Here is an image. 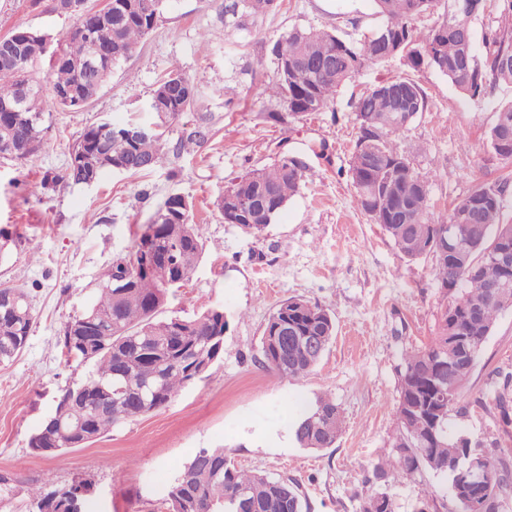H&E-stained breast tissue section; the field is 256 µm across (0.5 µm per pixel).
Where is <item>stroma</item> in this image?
<instances>
[{
  "mask_svg": "<svg viewBox=\"0 0 512 512\" xmlns=\"http://www.w3.org/2000/svg\"><path fill=\"white\" fill-rule=\"evenodd\" d=\"M230 2L164 0L157 27L89 105L73 112L46 104L38 154L23 163L0 159V230L9 236L0 284L27 288L34 314L23 351L0 366V475L17 488L0 497V512H28L25 488L48 476L59 485L88 481L86 512H161L168 487L202 448L223 449L239 468L295 479L309 512H360L391 451L396 368L406 350L433 336L446 299L431 259H403L355 205L348 172L357 132L353 103L392 78L423 86L428 109L398 144L416 169L433 172L431 211L440 220L480 181L512 178V162L486 144L498 110L512 102V85H496L474 101L433 69L415 71L393 57L361 67L334 105L281 124L269 115L288 107L266 90L277 73L273 42L295 27L356 40L382 19L371 0H279L257 18L226 12ZM74 25L54 0H0V37L23 26L56 42ZM172 69L196 79L199 93L187 112L162 124L149 104L158 79ZM101 120L162 124L172 144L198 129L205 140L147 172L109 171L91 185L42 189L44 177L63 173L83 129ZM285 158L302 162L301 187L265 233L254 237L225 223L216 207L224 191ZM175 193L193 201L191 218L203 225L204 243L189 281L160 316L223 310V355L166 407L89 446L35 453L30 437L60 394L92 370L64 356L66 324L91 303L113 261L129 255L138 224ZM290 298L326 309L336 332L311 373L278 381L258 358L269 316ZM497 368L512 372V308L499 315L476 362L464 390L466 413L449 419L451 429L512 448V432L504 433L496 409L477 403ZM323 393L336 401L345 428L332 447H299L292 436L299 407ZM385 488L396 512H413L423 498L430 512H458L447 479L430 472L390 475Z\"/></svg>",
  "mask_w": 512,
  "mask_h": 512,
  "instance_id": "1",
  "label": "stroma"
}]
</instances>
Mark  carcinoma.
Here are the masks:
<instances>
[{
    "mask_svg": "<svg viewBox=\"0 0 512 512\" xmlns=\"http://www.w3.org/2000/svg\"><path fill=\"white\" fill-rule=\"evenodd\" d=\"M249 16H260L275 7L276 0H242ZM384 22L358 43L346 42L321 29L293 28L272 46L277 78L272 96L287 104L288 115L271 113L285 123L329 107L338 89L367 62L387 59L394 49L406 65L418 71L431 68L448 77L462 94L478 100L488 87L512 84V69L497 67L501 54L512 53V0H494L495 16L485 27L482 45L465 44L457 36L471 29V19L447 9L441 21L419 29L416 20L437 11L441 0H372ZM163 0H109L105 20L84 24L81 36L66 34L48 60L50 91L62 109L83 108L106 82L75 59L99 49L112 50V69L127 59L141 39L155 27ZM9 39L25 57L38 61L45 55L47 35L28 27L14 30ZM7 44H0V105L13 100L22 83L21 74L5 63ZM328 61L333 72L316 65ZM382 85L399 89L414 101L417 112L427 109V94L411 78H396ZM70 89L74 97L57 99ZM198 93L196 82L177 70L163 75L150 107L160 118L175 120L191 107ZM44 93L28 98L22 112L0 111V158L25 161L37 154L46 132ZM358 137L350 163L356 190V207L382 226L398 252L413 261L430 255L432 275L445 291L447 305L429 343L407 350L399 367L395 433L391 454L376 468L375 477L433 472L454 481L465 464V452L480 457L487 466L490 493L471 506L456 494L451 497L461 512H497L500 495L512 494V449L498 439H483L448 425L451 413L468 408L464 389L480 351L498 315L512 308V271L505 272L490 257L496 241L512 244V223H505L503 197L512 189L508 181L483 183L453 203L443 221L431 217L430 173H421L397 144L406 129L405 118L388 98L370 89L354 104ZM512 130V104L497 112L487 143L497 151L501 120ZM140 126L93 123L72 146L84 151L85 161L68 162L64 173L41 182L42 188L61 181L87 184L106 170L129 174L155 167L164 155L163 134L134 136ZM303 165L284 159L272 167L254 169L224 191L217 208L244 233L259 236L273 223L288 200L299 192ZM192 202L182 195L167 198L139 226L134 243L152 239L156 262L146 270L139 250L114 262L96 283V299L70 321L61 339L67 359L90 361L95 371L84 382L67 387L56 405L76 397L78 405L61 412L54 427L42 425L29 443L61 453L73 448L67 433L76 429L94 442L124 421L166 406L190 381L207 371L203 359L224 353V312L210 309L193 318H159V312L176 288L179 275L190 278L203 250V225L190 220ZM456 224L459 238L446 252L437 250L448 224ZM482 306L470 319L468 307ZM33 324L29 293L16 285H0V365L10 363L24 348ZM318 335L329 347L335 322L325 309L301 299L282 302L270 315L261 341L263 365L276 379L308 375L323 354L314 353L309 337ZM495 405L503 427L512 426V373L491 374ZM442 410L436 431H431L434 409ZM343 416L334 399L318 396L297 418L293 437L300 447L329 448L342 433ZM86 482L56 486L48 480L29 492L31 512H68L73 501L85 503ZM167 512H308L299 484L288 477H272L236 468L222 448H202L169 487ZM362 512H395L384 490L375 489L363 500Z\"/></svg>",
    "mask_w": 512,
    "mask_h": 512,
    "instance_id": "cac0c4a2",
    "label": "carcinoma"
}]
</instances>
